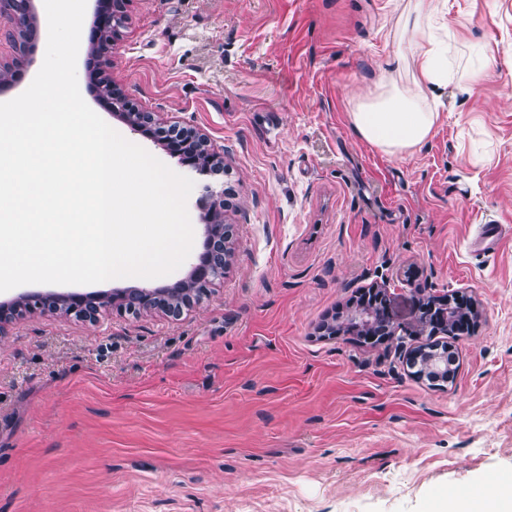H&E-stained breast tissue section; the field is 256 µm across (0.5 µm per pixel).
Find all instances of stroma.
Segmentation results:
<instances>
[{
	"label": "stroma",
	"mask_w": 512,
	"mask_h": 512,
	"mask_svg": "<svg viewBox=\"0 0 512 512\" xmlns=\"http://www.w3.org/2000/svg\"><path fill=\"white\" fill-rule=\"evenodd\" d=\"M405 4L129 0L112 81L223 150L187 209L197 254L204 185L231 189L233 254L179 319L36 313L0 337V512H442L487 475L512 480V237L475 255L483 225H512V0H439V120L395 158L347 112L397 49ZM86 62L87 105L180 171L102 110ZM375 285L401 341L321 336ZM422 294L478 303L446 338L453 382L407 366Z\"/></svg>",
	"instance_id": "35a3bbf8"
}]
</instances>
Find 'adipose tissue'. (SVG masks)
<instances>
[{
    "mask_svg": "<svg viewBox=\"0 0 512 512\" xmlns=\"http://www.w3.org/2000/svg\"><path fill=\"white\" fill-rule=\"evenodd\" d=\"M426 0L404 12L397 25L412 47L410 56L386 62L368 95L352 98L348 120L353 133L383 154L410 155L432 137L439 114L428 97L431 87L448 81V47L434 40L428 26ZM479 498H456L454 512H512V485L499 476L485 480Z\"/></svg>",
    "mask_w": 512,
    "mask_h": 512,
    "instance_id": "adipose-tissue-1",
    "label": "adipose tissue"
}]
</instances>
